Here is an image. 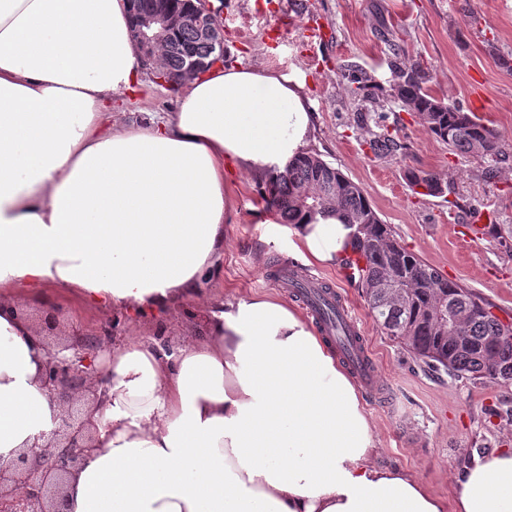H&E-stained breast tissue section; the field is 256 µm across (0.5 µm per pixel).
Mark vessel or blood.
Returning <instances> with one entry per match:
<instances>
[{
  "mask_svg": "<svg viewBox=\"0 0 512 512\" xmlns=\"http://www.w3.org/2000/svg\"><path fill=\"white\" fill-rule=\"evenodd\" d=\"M275 278L280 287L298 298L307 314L323 329L327 338H334L336 329L324 317L327 308H336L338 316L350 332V338L339 354L357 379L359 385L372 398H379L383 392L377 362L373 357L365 336L363 322L351 307L338 304L333 292L321 289L319 277L299 272H279Z\"/></svg>",
  "mask_w": 512,
  "mask_h": 512,
  "instance_id": "1",
  "label": "vessel or blood"
}]
</instances>
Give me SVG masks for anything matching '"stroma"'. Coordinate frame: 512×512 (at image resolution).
Returning <instances> with one entry per match:
<instances>
[{
	"label": "stroma",
	"mask_w": 512,
	"mask_h": 512,
	"mask_svg": "<svg viewBox=\"0 0 512 512\" xmlns=\"http://www.w3.org/2000/svg\"><path fill=\"white\" fill-rule=\"evenodd\" d=\"M224 24L225 61L278 70L304 82L315 119L309 148L358 185L396 239L428 265L464 284L512 320V165L486 181L483 160L449 150L431 137L415 115L389 103L391 44L406 64L419 65L428 86L445 102L471 110L482 104V118L512 144V0H215ZM318 22L323 40L309 42L305 25ZM281 29L272 46L271 29ZM361 70L380 86L385 125H398L407 151L377 155L368 147V127L358 115L364 104L346 90L343 75ZM177 92L149 80L135 93L115 97L113 110L123 122H146L175 111ZM432 170L450 180L444 197L413 193L410 169ZM263 182L239 171L227 176L234 203L224 225V255L208 284L216 302L228 297L283 292L271 276L288 266L286 241L266 238L272 219ZM504 237L483 232L463 240L473 208ZM316 274L361 316L367 343L379 365L387 399L364 407L380 441V464L418 473L432 490L448 496L456 464L472 454L512 441V384H480L438 375L424 368L402 344L375 324L363 292L342 269L316 267ZM62 336L88 334L107 319L87 313L59 291H52ZM193 303L169 319H123L116 342L138 336L177 345L200 326Z\"/></svg>",
	"instance_id": "obj_1"
}]
</instances>
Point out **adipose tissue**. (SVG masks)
I'll return each mask as SVG.
<instances>
[{
	"mask_svg": "<svg viewBox=\"0 0 512 512\" xmlns=\"http://www.w3.org/2000/svg\"><path fill=\"white\" fill-rule=\"evenodd\" d=\"M132 0H0V461L47 439L67 406L23 303L55 288L88 311L169 316L196 300L203 334L95 359V451L66 512H512V445L454 469L451 495L380 465L359 393L296 309L203 292L233 210L224 165L283 174L313 133L304 83L221 64L186 78L177 108L119 123L146 75ZM268 236L337 267L358 227L316 215Z\"/></svg>",
	"mask_w": 512,
	"mask_h": 512,
	"instance_id": "adipose-tissue-1",
	"label": "adipose tissue"
}]
</instances>
